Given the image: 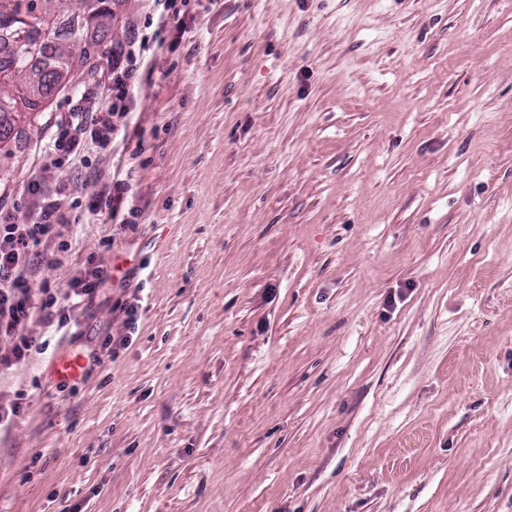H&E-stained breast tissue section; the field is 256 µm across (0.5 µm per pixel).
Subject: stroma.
Returning a JSON list of instances; mask_svg holds the SVG:
<instances>
[{
    "instance_id": "35a3bbf8",
    "label": "stroma",
    "mask_w": 512,
    "mask_h": 512,
    "mask_svg": "<svg viewBox=\"0 0 512 512\" xmlns=\"http://www.w3.org/2000/svg\"><path fill=\"white\" fill-rule=\"evenodd\" d=\"M112 47L107 147L43 166L106 60L0 144L16 222L64 189L31 287L109 274L0 367V512H512V0H112ZM132 51L124 55L120 53L112 56V106L108 112H101L88 119L87 112H81L82 107L78 100L76 104L70 102L69 118L61 119L55 126L53 142L45 151L49 164L46 168H59L72 156L78 154L86 140L90 137L92 142L98 144L108 143L112 136L118 132V126L114 118H122L125 115L126 100L129 95L130 81L133 78V69L130 67ZM113 188L114 191L112 192V195L109 192L106 198L93 196L91 201H89L87 204V218L89 223H96V221H99L101 217L106 214L107 217L104 219L103 223H107V220H109L112 224V219L117 217L121 210L126 189L120 181H117Z\"/></svg>"
}]
</instances>
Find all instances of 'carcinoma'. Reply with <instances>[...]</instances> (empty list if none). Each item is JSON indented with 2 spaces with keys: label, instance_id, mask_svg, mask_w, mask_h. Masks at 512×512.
Wrapping results in <instances>:
<instances>
[{
  "label": "carcinoma",
  "instance_id": "obj_1",
  "mask_svg": "<svg viewBox=\"0 0 512 512\" xmlns=\"http://www.w3.org/2000/svg\"><path fill=\"white\" fill-rule=\"evenodd\" d=\"M109 2L96 0L98 24L78 21L65 29L57 15L60 0H0V27L14 31L13 38L0 42V74L10 79L0 84V115L15 110L16 100L8 94L12 86L27 111L41 112L45 101L70 81L74 67L95 70L93 58L112 43ZM90 30L94 38L80 46L78 40Z\"/></svg>",
  "mask_w": 512,
  "mask_h": 512
}]
</instances>
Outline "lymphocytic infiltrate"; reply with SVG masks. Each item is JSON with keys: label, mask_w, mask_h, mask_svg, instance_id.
<instances>
[{"label": "lymphocytic infiltrate", "mask_w": 512, "mask_h": 512, "mask_svg": "<svg viewBox=\"0 0 512 512\" xmlns=\"http://www.w3.org/2000/svg\"><path fill=\"white\" fill-rule=\"evenodd\" d=\"M133 70L129 59L115 57L112 63V105L108 111L87 117L80 104H73L68 118L56 125L46 157L51 167H60L78 154L86 141L108 143L117 133V118L123 117ZM34 211L28 223L15 222L12 214L0 212V364L12 366L24 360L29 351L41 348L39 337L27 335V324L40 315L47 324L66 327L70 317L64 300L93 299L108 278L107 272L93 268L73 277L65 295L42 286L33 291L26 271L44 241L54 236L62 220L61 203L45 191L41 183L29 190Z\"/></svg>", "instance_id": "f902f5d3"}]
</instances>
